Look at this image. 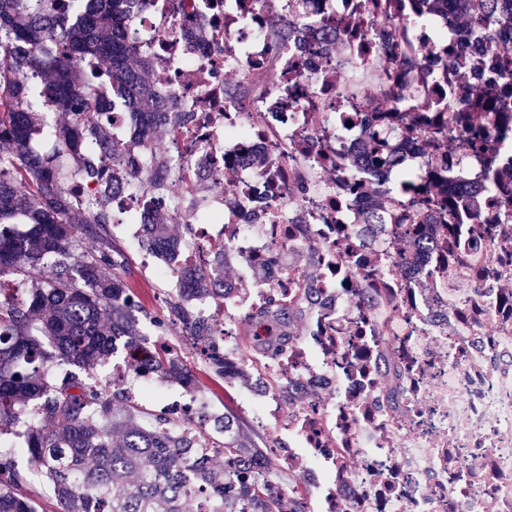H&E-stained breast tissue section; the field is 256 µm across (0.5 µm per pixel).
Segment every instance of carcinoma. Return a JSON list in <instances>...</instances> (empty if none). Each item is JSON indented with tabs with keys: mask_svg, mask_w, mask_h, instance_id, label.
I'll return each mask as SVG.
<instances>
[{
	"mask_svg": "<svg viewBox=\"0 0 512 512\" xmlns=\"http://www.w3.org/2000/svg\"><path fill=\"white\" fill-rule=\"evenodd\" d=\"M122 0H0V436L26 420L28 474L52 484L57 512H186L182 493L189 479L224 488L223 458L241 450L224 440L223 456L201 458L197 449L209 435L183 424L189 436L174 433L158 419L147 429L149 412L119 385L99 395L86 382L123 343L136 364L163 378L191 385L194 377L180 353L149 349L140 339L136 303L126 280L125 255L113 239L111 216L101 204L81 200L80 179L107 180L101 156L112 152L102 78L128 90V104L145 120L151 140L170 130L173 105L161 103L144 80L150 61L125 40ZM512 24V0H485L482 14H468L474 53L491 54L483 40L489 23ZM507 99L491 97L485 111L469 110L470 145L490 151L482 127L488 112L505 113ZM62 119L51 125L46 113ZM52 138L50 153L35 151ZM417 200L407 215L409 232H420ZM26 226L22 232L14 228ZM142 243L170 255L181 240L170 235L167 216L157 211L143 225ZM180 288L166 300L168 321L206 354L226 378L224 355L214 349L212 326L187 303L190 293L218 295L224 262L214 259L175 269ZM297 313L271 296L247 314L257 346L272 355L288 343ZM27 474L10 458L0 459V512H34L20 487ZM219 512H306L294 499H269L255 483L238 498L220 501Z\"/></svg>",
	"mask_w": 512,
	"mask_h": 512,
	"instance_id": "carcinoma-1",
	"label": "carcinoma"
}]
</instances>
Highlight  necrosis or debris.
I'll return each mask as SVG.
<instances>
[{
  "label": "necrosis or debris",
  "instance_id": "obj_1",
  "mask_svg": "<svg viewBox=\"0 0 512 512\" xmlns=\"http://www.w3.org/2000/svg\"><path fill=\"white\" fill-rule=\"evenodd\" d=\"M361 1L369 10L357 35L333 27ZM460 11L446 0L126 4L128 38L152 61L151 89L193 115L144 153L178 187L161 197L170 223L192 228L176 265L217 250L242 272L267 270L261 287L235 282L223 296L190 299L212 322L228 372L240 365L238 309L274 294L301 310L302 335L246 389L277 445L231 464L236 491L259 478L285 497L268 468L282 459L305 479L307 512H512V216L486 207L512 180V113L488 122L492 161L474 156L452 88L467 86L478 105L488 87L467 59L442 56L467 42ZM103 92L113 139L137 142L125 90L107 82ZM402 113L415 133L391 138L388 162L373 165L372 134ZM442 123L458 161L438 172L427 135ZM378 190L465 196L479 209L393 235L359 221ZM155 198L143 179L115 189L110 205L142 224ZM129 381L171 420L206 427L219 417L202 392L128 357L98 384Z\"/></svg>",
  "mask_w": 512,
  "mask_h": 512
}]
</instances>
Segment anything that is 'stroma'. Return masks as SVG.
<instances>
[{
    "label": "stroma",
    "mask_w": 512,
    "mask_h": 512,
    "mask_svg": "<svg viewBox=\"0 0 512 512\" xmlns=\"http://www.w3.org/2000/svg\"><path fill=\"white\" fill-rule=\"evenodd\" d=\"M112 234L126 255L127 281L140 306L136 313V320L143 337L149 344L153 345L163 341L179 349L184 363L195 376L196 388L206 394L211 404L222 413L239 419L241 429L238 439L241 443L255 442L263 447L273 444L276 438L275 431L257 429L246 411L243 401L248 378L256 377L263 370L262 362L252 357L244 312L240 311L236 314L239 322L237 350L248 377L244 380L217 378L208 364L189 345L185 344L178 327L172 325L162 332L156 328V323L163 314V301L175 290L174 280L157 278L151 269L144 265L142 256L145 248L140 239L132 237L129 225H113Z\"/></svg>",
    "instance_id": "1"
}]
</instances>
